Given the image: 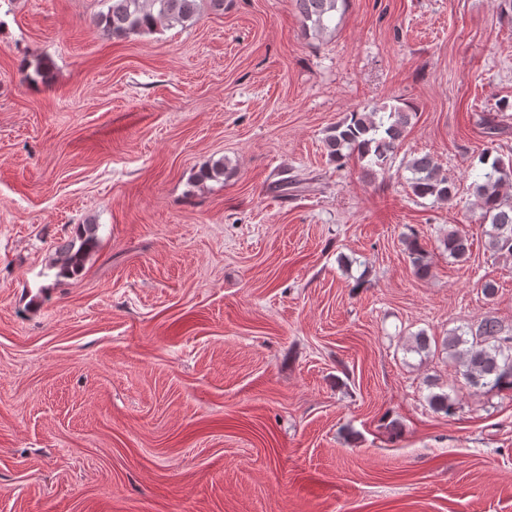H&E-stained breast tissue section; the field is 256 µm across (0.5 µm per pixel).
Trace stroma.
<instances>
[{
    "label": "stroma",
    "mask_w": 512,
    "mask_h": 512,
    "mask_svg": "<svg viewBox=\"0 0 512 512\" xmlns=\"http://www.w3.org/2000/svg\"><path fill=\"white\" fill-rule=\"evenodd\" d=\"M107 8L0 0V512H512V390L437 345L512 329L469 175L487 141L512 155V9L349 0L316 36L293 0H224L118 39ZM392 105L413 116L389 169L330 160L331 126ZM426 153L456 202L413 196ZM82 226L83 232L79 236L81 241L79 247L75 249V242L70 241L58 252L60 257L56 260L53 266H57V264H59V276L78 275L84 268L87 253L96 245V238L93 232L94 224H82ZM420 232L412 229L406 238V245L410 263L419 275H425L430 268L429 253L419 241ZM444 250L450 258L457 262L465 261L470 251L469 239L459 230H448V235L442 240Z\"/></svg>",
    "instance_id": "stroma-1"
}]
</instances>
